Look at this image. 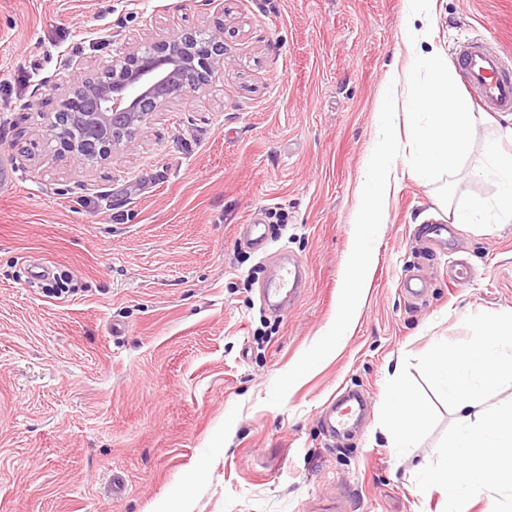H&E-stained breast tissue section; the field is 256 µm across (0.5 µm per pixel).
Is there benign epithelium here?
Returning a JSON list of instances; mask_svg holds the SVG:
<instances>
[{
	"label": "benign epithelium",
	"instance_id": "benign-epithelium-1",
	"mask_svg": "<svg viewBox=\"0 0 512 512\" xmlns=\"http://www.w3.org/2000/svg\"><path fill=\"white\" fill-rule=\"evenodd\" d=\"M120 45L92 77L71 60L56 87L61 98L48 124L63 154L103 163L138 144L152 114L197 92L224 67V27L208 33L200 54L191 31L152 37L143 29L109 35Z\"/></svg>",
	"mask_w": 512,
	"mask_h": 512
}]
</instances>
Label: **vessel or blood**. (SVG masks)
Returning <instances> with one entry per match:
<instances>
[{
	"instance_id": "b4317fda",
	"label": "vessel or blood",
	"mask_w": 512,
	"mask_h": 512,
	"mask_svg": "<svg viewBox=\"0 0 512 512\" xmlns=\"http://www.w3.org/2000/svg\"><path fill=\"white\" fill-rule=\"evenodd\" d=\"M457 64L464 75L465 86L483 109L499 113L512 112V58L482 39H470L455 52ZM307 283L305 266L291 259L262 284L264 303L272 310L300 297ZM355 412L348 398L332 403L327 417L330 431L348 428Z\"/></svg>"
}]
</instances>
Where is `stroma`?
<instances>
[{
  "instance_id": "35a3bbf8",
  "label": "stroma",
  "mask_w": 512,
  "mask_h": 512,
  "mask_svg": "<svg viewBox=\"0 0 512 512\" xmlns=\"http://www.w3.org/2000/svg\"><path fill=\"white\" fill-rule=\"evenodd\" d=\"M405 15V0H0V512H444L415 475L456 415L416 360L466 340L467 316L512 312V223H455L410 174L408 119L355 322L282 406L266 402L335 320L379 97L415 59ZM148 21L223 26V70L155 112L136 149L94 166L58 155L64 63L91 74L112 52L99 30ZM429 25L445 56L475 37L512 55V0H436ZM37 86L39 109H23ZM475 116L455 186L489 198L475 170L503 118ZM245 224L263 225L265 253L241 243ZM430 224L449 225L448 248L421 242ZM286 256L308 284L273 314L259 286ZM399 382L429 418L401 450L385 434ZM347 389L365 417L328 438L321 412Z\"/></svg>"
}]
</instances>
